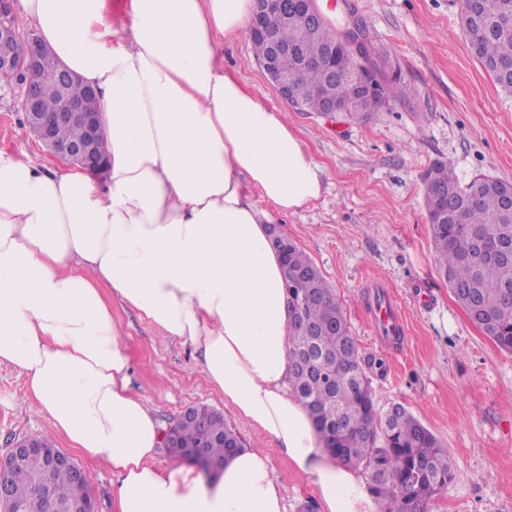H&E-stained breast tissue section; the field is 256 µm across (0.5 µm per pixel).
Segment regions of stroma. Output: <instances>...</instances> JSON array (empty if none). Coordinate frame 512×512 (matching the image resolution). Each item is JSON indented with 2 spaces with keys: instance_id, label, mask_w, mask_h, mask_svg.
Instances as JSON below:
<instances>
[{
  "instance_id": "35a3bbf8",
  "label": "stroma",
  "mask_w": 512,
  "mask_h": 512,
  "mask_svg": "<svg viewBox=\"0 0 512 512\" xmlns=\"http://www.w3.org/2000/svg\"><path fill=\"white\" fill-rule=\"evenodd\" d=\"M382 56L416 88L369 118L289 111L288 123L320 168L321 192L297 212L252 200L319 267L343 306L363 356L381 359L372 386L379 408L402 404L447 448L458 477L429 512H512V354L470 321L440 276L424 204L422 175L447 162L461 184L481 175L512 182V96L502 94L471 54L456 0H356ZM224 69L268 106L280 104L246 33L224 42ZM17 89L0 90V148L51 163L23 124ZM379 280L401 307L406 333L381 346L364 309L366 283ZM127 338L134 392L162 429L189 406L222 409L247 447L264 449L284 484L286 512H321L310 475L270 436L224 406L189 347L160 336L133 310L113 303ZM18 434L57 447L41 405L25 396L19 371L0 366V452Z\"/></svg>"
}]
</instances>
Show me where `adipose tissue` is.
<instances>
[{
  "instance_id": "adipose-tissue-1",
  "label": "adipose tissue",
  "mask_w": 512,
  "mask_h": 512,
  "mask_svg": "<svg viewBox=\"0 0 512 512\" xmlns=\"http://www.w3.org/2000/svg\"><path fill=\"white\" fill-rule=\"evenodd\" d=\"M22 14L97 91L107 169L0 149V365L55 432L117 477L115 512H285L270 457L245 449L205 482L158 470L163 434L129 382L112 300L194 349L227 404L313 475L322 512H377L365 479L326 452L288 388L284 266L259 192L288 214L319 168L290 127L224 71L253 0H21Z\"/></svg>"
}]
</instances>
